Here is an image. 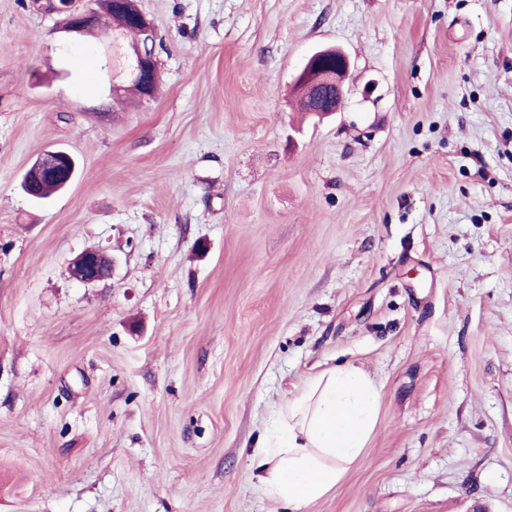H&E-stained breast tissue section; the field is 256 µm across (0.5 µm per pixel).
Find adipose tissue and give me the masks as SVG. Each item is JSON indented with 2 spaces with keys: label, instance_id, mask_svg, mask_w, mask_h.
I'll list each match as a JSON object with an SVG mask.
<instances>
[{
  "label": "adipose tissue",
  "instance_id": "1",
  "mask_svg": "<svg viewBox=\"0 0 512 512\" xmlns=\"http://www.w3.org/2000/svg\"><path fill=\"white\" fill-rule=\"evenodd\" d=\"M379 390L349 365L307 377L256 448L265 493L294 512L345 476L374 430Z\"/></svg>",
  "mask_w": 512,
  "mask_h": 512
}]
</instances>
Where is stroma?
I'll return each instance as SVG.
<instances>
[{"label":"stroma","mask_w":512,"mask_h":512,"mask_svg":"<svg viewBox=\"0 0 512 512\" xmlns=\"http://www.w3.org/2000/svg\"><path fill=\"white\" fill-rule=\"evenodd\" d=\"M138 5L160 84L119 105L111 31L0 0V512H293L256 442L345 364L376 428L301 512H512V0ZM321 45L352 68L315 122ZM67 152L64 149L56 148ZM62 151L46 150L36 157L30 168L25 173L22 183L31 188L37 184L50 182L56 179L65 167L70 165L68 154ZM101 257H109L100 250H85L79 253L71 262V276L78 282L90 284L109 276L112 270V260L109 264H103Z\"/></svg>","instance_id":"35a3bbf8"}]
</instances>
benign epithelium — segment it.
<instances>
[{"mask_svg":"<svg viewBox=\"0 0 512 512\" xmlns=\"http://www.w3.org/2000/svg\"><path fill=\"white\" fill-rule=\"evenodd\" d=\"M52 12L65 15L64 30L68 33L83 34L92 29L97 13L94 8L77 11L72 8V0H51ZM131 22L138 25L143 40L134 48L133 66L141 73L157 69L155 54L156 32L142 11L130 15ZM351 68L349 56L338 47H323L310 54L295 83L309 85L316 90V110L312 114L318 117L330 115L338 110L347 91V78ZM70 162L68 154L62 151L46 150L36 157L23 177L28 188L45 181L56 179ZM105 253L85 250L71 262V276L78 282L90 284L109 276L112 264H104L101 257Z\"/></svg>","mask_w":512,"mask_h":512,"instance_id":"benign-epithelium-1","label":"benign epithelium"}]
</instances>
